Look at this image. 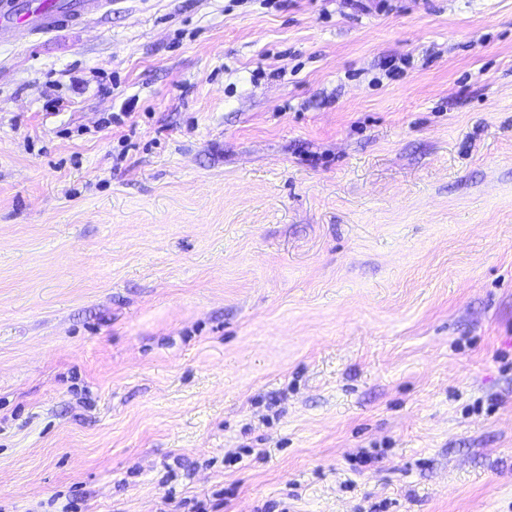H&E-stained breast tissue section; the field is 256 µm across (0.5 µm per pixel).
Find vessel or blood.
Masks as SVG:
<instances>
[{"mask_svg":"<svg viewBox=\"0 0 512 512\" xmlns=\"http://www.w3.org/2000/svg\"><path fill=\"white\" fill-rule=\"evenodd\" d=\"M107 0H0V45L47 35L78 22Z\"/></svg>","mask_w":512,"mask_h":512,"instance_id":"1","label":"vessel or blood"}]
</instances>
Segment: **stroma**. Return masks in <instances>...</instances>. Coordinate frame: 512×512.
Masks as SVG:
<instances>
[{
  "mask_svg": "<svg viewBox=\"0 0 512 512\" xmlns=\"http://www.w3.org/2000/svg\"><path fill=\"white\" fill-rule=\"evenodd\" d=\"M364 2L0 46V512H512V0Z\"/></svg>",
  "mask_w": 512,
  "mask_h": 512,
  "instance_id": "obj_1",
  "label": "stroma"
}]
</instances>
